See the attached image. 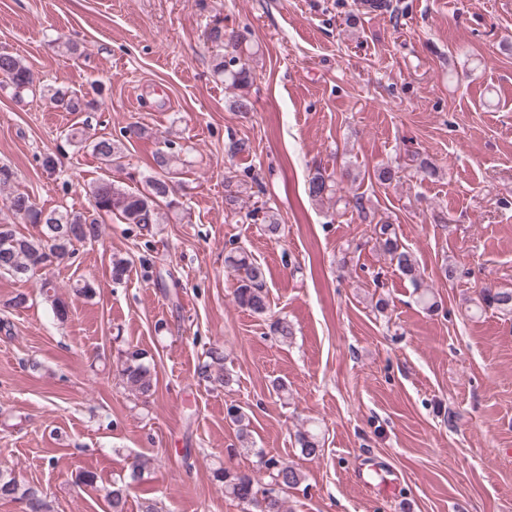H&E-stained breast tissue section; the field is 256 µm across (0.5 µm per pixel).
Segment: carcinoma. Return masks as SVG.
<instances>
[{
	"instance_id": "1",
	"label": "carcinoma",
	"mask_w": 512,
	"mask_h": 512,
	"mask_svg": "<svg viewBox=\"0 0 512 512\" xmlns=\"http://www.w3.org/2000/svg\"><path fill=\"white\" fill-rule=\"evenodd\" d=\"M207 39L215 49L214 72L225 76L224 82L235 89L249 87L252 74L241 58H226L228 49L237 48L240 36L235 31L224 28V19L214 15L206 24ZM9 76V84L19 95L33 87L30 69L21 59L9 52H0V73ZM50 103L68 112H80L86 103L74 91L58 88L49 96ZM90 141L95 153L107 166H121L123 152L119 143L110 137L89 139L87 134H71V139ZM156 166L165 173L163 177L146 178L143 189L133 192L109 180H101L90 186L94 213L49 212L39 208L31 196L17 192L10 198L11 211L23 217L36 228L33 234H20L12 224H0V274L17 279L26 278L37 271H44L63 260L72 257L77 247L99 241L104 217H116L124 224H154L160 200L169 199L172 193L170 173L172 156L160 153L155 158ZM332 179L317 172L309 182V192L315 198L323 197L332 188ZM175 200L169 199V204ZM380 250L390 262L412 282L415 289H421V275L412 253L399 245L391 225L374 227ZM227 267L236 279L235 301L239 306L255 314H263L269 308L265 292V276L262 267L241 248H234L226 257ZM41 292L50 303L56 318L68 316V305L56 292V285L49 277L41 282ZM478 306L497 311L503 316L512 317V291L490 287L480 289ZM146 352L136 345L118 351L117 372L122 384L137 396L147 399L153 395L154 383L150 365L146 364ZM227 418L237 427L238 437L247 436L246 414L238 406L227 408ZM297 443L305 456L315 457L321 452L320 440L310 430L298 433ZM268 481L246 473L233 471L226 466L213 469V480L224 490V494L245 506L246 512H284L280 492L299 485L302 473L274 457L261 456ZM151 459L142 458L135 462L130 474L131 481L123 479L112 482L106 490L110 512H127L126 506L132 482L136 481ZM0 499L17 500L24 505L23 512H52L47 495L36 485L24 486L14 477L0 474Z\"/></svg>"
}]
</instances>
